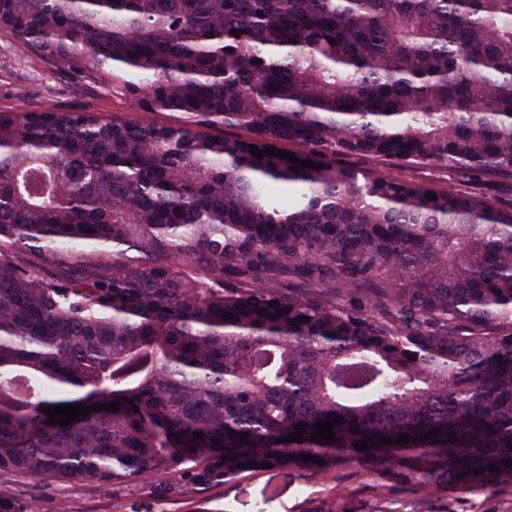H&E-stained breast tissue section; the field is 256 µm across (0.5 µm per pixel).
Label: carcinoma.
<instances>
[{"mask_svg": "<svg viewBox=\"0 0 512 512\" xmlns=\"http://www.w3.org/2000/svg\"><path fill=\"white\" fill-rule=\"evenodd\" d=\"M0 41L175 117L0 110V476L512 487V213L338 162L512 178V0H0Z\"/></svg>", "mask_w": 512, "mask_h": 512, "instance_id": "cac0c4a2", "label": "carcinoma"}]
</instances>
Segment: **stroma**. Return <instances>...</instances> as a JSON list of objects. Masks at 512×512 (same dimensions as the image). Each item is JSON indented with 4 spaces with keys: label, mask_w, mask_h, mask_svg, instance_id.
Instances as JSON below:
<instances>
[{
    "label": "stroma",
    "mask_w": 512,
    "mask_h": 512,
    "mask_svg": "<svg viewBox=\"0 0 512 512\" xmlns=\"http://www.w3.org/2000/svg\"><path fill=\"white\" fill-rule=\"evenodd\" d=\"M65 75L0 43V106L27 108L30 98L10 95L24 87L31 98L65 88ZM352 165L381 176L440 190L483 192L499 208L512 211V180L477 175L433 163L397 168L370 157ZM0 489L34 512H512V487L497 493L455 492L423 496L376 473L343 466L303 477L286 468L241 474L224 484L201 488L171 476L165 488L153 480H133L110 493L56 478L33 481L0 477Z\"/></svg>",
    "instance_id": "stroma-1"
}]
</instances>
